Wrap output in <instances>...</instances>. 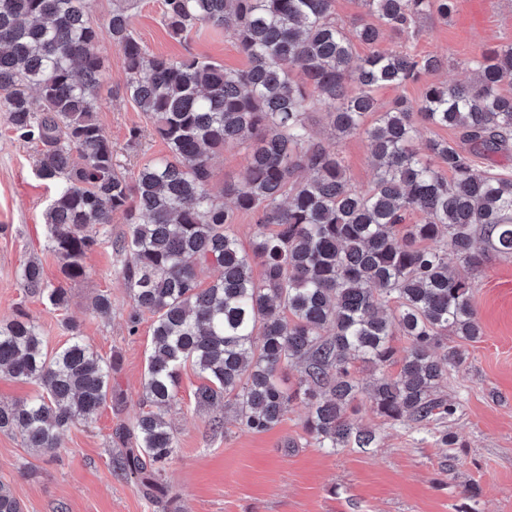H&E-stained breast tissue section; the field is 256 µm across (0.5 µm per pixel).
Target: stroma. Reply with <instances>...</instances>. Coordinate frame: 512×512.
Here are the masks:
<instances>
[{"instance_id":"35a3bbf8","label":"stroma","mask_w":512,"mask_h":512,"mask_svg":"<svg viewBox=\"0 0 512 512\" xmlns=\"http://www.w3.org/2000/svg\"><path fill=\"white\" fill-rule=\"evenodd\" d=\"M116 5L117 0L91 4L92 20L102 29L97 118L112 141L118 172L130 176L146 161L166 155L167 147L150 116L125 91L123 56L104 31ZM131 15L136 37L154 53L179 57L191 51L233 69L246 64L222 29L203 25L188 39L172 38L163 23L162 0H135ZM417 25L423 31L419 40L388 31L382 48L409 43L416 54L438 56L445 65L427 79L379 89L382 107L398 100L418 103L430 83L470 80L469 63L483 49L512 44V0H455L448 18L433 14ZM309 119L319 137L335 145L350 184L367 190L375 170L364 136L335 139L319 110ZM135 127L141 137L133 142L129 132ZM35 161V149L15 138L7 113L0 112V323L23 305L50 352L68 340L69 324L78 325L100 355L117 356L112 382L124 402L107 404L91 423L64 430L50 455L25 447L18 435L0 433V481L10 486L22 512H512V257L487 252L483 268L473 275L482 334L474 341L448 338L465 351L466 361L449 372L441 389L456 407L443 424L423 429L393 424L362 398L348 416L375 430L378 446L331 452L306 435L308 409L298 402L261 433L242 428L232 406L197 409L194 396L202 380L188 366L181 371L179 403L167 415L177 448L165 467V490L148 495L114 467L123 450L115 431L131 425L143 409L141 383L152 350V319L146 314L130 324L122 258L111 247L128 227L113 220L109 242L87 256L86 278L70 284L66 308L28 293L18 277L25 262L41 263L49 280L61 277L46 242L45 211L54 187L36 177ZM245 165L242 147L216 151L212 192L238 182ZM101 292L112 297L107 316L92 309ZM443 428L459 436L461 447L438 443ZM473 484L480 495L472 503L464 491Z\"/></svg>"}]
</instances>
